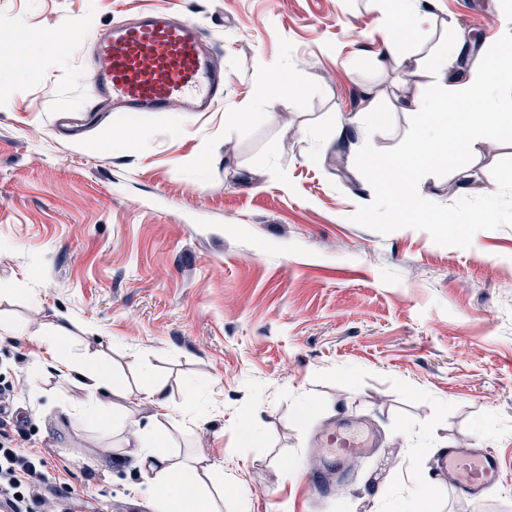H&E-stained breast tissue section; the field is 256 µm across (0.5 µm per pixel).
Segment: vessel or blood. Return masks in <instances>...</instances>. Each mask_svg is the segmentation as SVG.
Returning <instances> with one entry per match:
<instances>
[{
  "label": "vessel or blood",
  "mask_w": 512,
  "mask_h": 512,
  "mask_svg": "<svg viewBox=\"0 0 512 512\" xmlns=\"http://www.w3.org/2000/svg\"><path fill=\"white\" fill-rule=\"evenodd\" d=\"M67 34L78 43L87 65L93 112L160 114L172 104L187 113L208 112L224 101L223 68L214 60L215 43L192 19L170 8L120 20L93 37L75 26ZM373 446L359 427L338 423L318 438L326 466L312 480L331 486L344 462L369 453ZM435 471L457 497L481 499L505 482V464L485 448H448L436 461Z\"/></svg>",
  "instance_id": "b4317fda"
}]
</instances>
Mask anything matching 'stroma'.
Masks as SVG:
<instances>
[{
	"mask_svg": "<svg viewBox=\"0 0 512 512\" xmlns=\"http://www.w3.org/2000/svg\"><path fill=\"white\" fill-rule=\"evenodd\" d=\"M156 7L218 44L222 108L113 112L79 142L55 132L89 102L60 28L90 35ZM422 10L434 39L482 30L483 53L512 30V0ZM386 21L366 0H0V317L45 332L67 314V354L154 371L196 422L170 425L173 454L203 447L228 462L223 512H393L405 478L434 476L448 447L496 451L512 477V227L459 248L351 220L373 189L355 165L366 140L345 117L386 104L393 128L368 141L392 148L433 80L417 39L383 57ZM266 68L299 85L273 118L247 108ZM228 112L242 115L230 132ZM507 156L512 143L478 144L419 193L443 205L495 193L491 169ZM37 359L0 341V409L20 423L15 446L46 457L57 512H150L135 458L65 414L85 391ZM247 415L259 441L239 433ZM341 418L378 444L333 488L311 487L314 440ZM429 508L512 512V490L464 503L443 485Z\"/></svg>",
	"mask_w": 512,
	"mask_h": 512,
	"instance_id": "stroma-1",
	"label": "stroma"
}]
</instances>
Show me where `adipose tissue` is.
<instances>
[{"instance_id": "1", "label": "adipose tissue", "mask_w": 512, "mask_h": 512, "mask_svg": "<svg viewBox=\"0 0 512 512\" xmlns=\"http://www.w3.org/2000/svg\"><path fill=\"white\" fill-rule=\"evenodd\" d=\"M394 4L391 33L384 42V53L391 58L402 55L410 38L426 43L431 40L418 0H394ZM67 321V316H60L49 333L32 334L21 324L0 319V340L36 344L43 367L51 369L60 381L79 383L89 393L90 400L81 406V413L106 428L125 430L124 445L129 455L147 464L154 474L147 487L152 512H223V464L213 461L202 449L189 464L168 451L167 424L174 417L175 407L166 385L146 370L138 371L137 381L132 384L95 357H65ZM132 399L151 405L153 412L148 422L120 417L122 402Z\"/></svg>"}]
</instances>
